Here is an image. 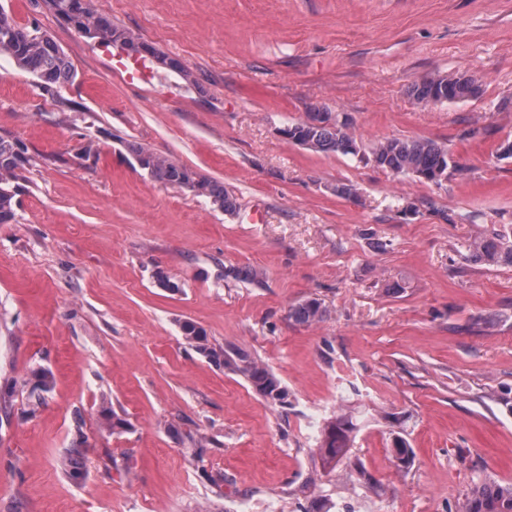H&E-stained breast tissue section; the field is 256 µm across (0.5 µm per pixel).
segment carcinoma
I'll return each mask as SVG.
<instances>
[{
	"instance_id": "cac0c4a2",
	"label": "carcinoma",
	"mask_w": 512,
	"mask_h": 512,
	"mask_svg": "<svg viewBox=\"0 0 512 512\" xmlns=\"http://www.w3.org/2000/svg\"><path fill=\"white\" fill-rule=\"evenodd\" d=\"M56 16L80 34L100 45H123L142 50L141 57L159 68L179 72L185 78L181 63L155 47L147 44L131 31L114 23L106 15L97 13L92 0H48ZM0 53L9 55L16 65L31 73L41 89L52 95L75 81L76 73L57 41L36 24H20L0 6ZM451 89L462 99L479 93L476 81L465 74L448 78L426 79L411 87L412 96L423 103H434L441 90ZM288 135L302 146L325 154L364 156L356 137L346 123L338 120L333 112L317 110L311 122L301 120L289 124ZM128 149L139 160L140 168L164 186L187 190L206 198L213 206L228 215L238 210L237 199L224 189V183L201 174L189 166L152 152L138 144H128ZM374 167L393 175L413 176L433 184L448 178L455 168L448 150L429 139L392 138L379 143L367 157ZM30 159L26 145L9 134H0V224L17 221L16 196L21 173ZM464 259L471 263L512 268V229L493 230L472 238L465 249ZM326 310L321 303L310 298L291 307L289 319L298 325H312L323 321ZM183 335L199 353L216 364L241 374L261 397L273 404H283L288 392L276 374L258 359L241 349H224L209 345L203 328L192 321L182 324ZM32 386L29 405L37 408L44 401V394L52 388L48 369L31 370ZM102 425L109 431L128 426L125 419L105 406L101 410ZM358 429L356 415L342 409L328 421L322 431L318 451L327 462L345 455L351 447ZM86 437L82 426H77L69 453L61 460V467L71 477L79 475L81 460L86 455ZM393 456L397 464L406 466L411 461L408 441L396 433L393 438ZM456 512H512V485L484 481L467 493Z\"/></svg>"
}]
</instances>
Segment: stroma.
<instances>
[{"mask_svg": "<svg viewBox=\"0 0 512 512\" xmlns=\"http://www.w3.org/2000/svg\"><path fill=\"white\" fill-rule=\"evenodd\" d=\"M93 3L193 79H128L46 0H0L76 72L55 97L0 55V133L30 157L17 221L0 224V386L17 385L0 512H341L351 499L453 512L476 483L512 484V268L463 258L470 238L512 225V158L498 155L512 142V0ZM459 73L477 97L409 94ZM316 108L363 149L425 138L458 168L435 185L280 136ZM131 142L222 181L238 213L156 182ZM242 267L258 279L225 277ZM308 298L325 319L293 323ZM186 320L266 364L287 405L191 349ZM39 365L53 388L33 411L22 381ZM106 403L126 430L101 427ZM341 408L360 426L328 463L318 439ZM79 428L76 482L60 460ZM196 433L210 440L199 461Z\"/></svg>", "mask_w": 512, "mask_h": 512, "instance_id": "obj_1", "label": "stroma"}]
</instances>
